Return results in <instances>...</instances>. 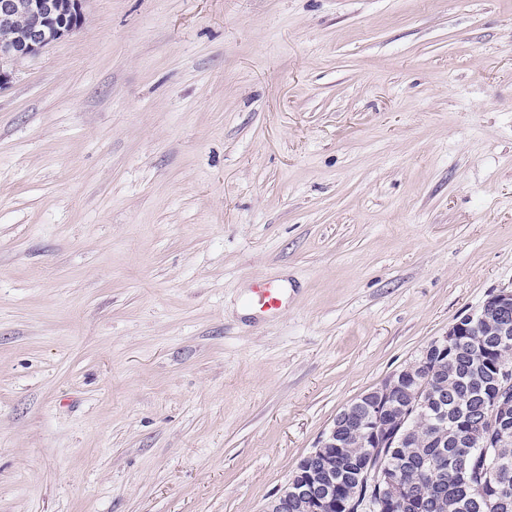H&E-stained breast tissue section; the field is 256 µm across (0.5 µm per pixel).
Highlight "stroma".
<instances>
[{"mask_svg":"<svg viewBox=\"0 0 512 512\" xmlns=\"http://www.w3.org/2000/svg\"><path fill=\"white\" fill-rule=\"evenodd\" d=\"M84 15L0 89V512H266L512 290V0ZM254 302L265 312L275 313L281 310L284 288L269 281H258L252 289Z\"/></svg>","mask_w":512,"mask_h":512,"instance_id":"35a3bbf8","label":"stroma"}]
</instances>
